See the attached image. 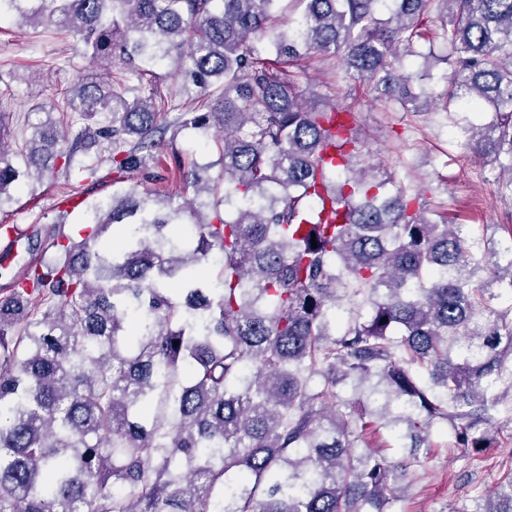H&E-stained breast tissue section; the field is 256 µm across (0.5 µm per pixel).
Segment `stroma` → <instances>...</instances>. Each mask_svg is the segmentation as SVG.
I'll return each mask as SVG.
<instances>
[{
    "instance_id": "stroma-1",
    "label": "stroma",
    "mask_w": 512,
    "mask_h": 512,
    "mask_svg": "<svg viewBox=\"0 0 512 512\" xmlns=\"http://www.w3.org/2000/svg\"><path fill=\"white\" fill-rule=\"evenodd\" d=\"M297 71L311 99L334 97L354 104L373 162L420 191L432 205L446 209L454 223L470 225L484 239H506L503 227L512 225V200L498 192L497 168L488 159L458 149L460 132L449 128L438 113L396 111L388 97L352 83L343 67L316 57L299 61ZM89 72L78 37L22 27L11 15L0 18V107L13 112L17 137L30 136L49 113L59 112L64 105L62 89ZM165 144L167 152H180L208 167L211 177L220 174L216 144L176 129L167 132ZM12 194L9 223L29 232L33 213L43 214L45 224L56 221L51 195L32 202L26 179L17 181ZM431 442L427 459L395 512H470L474 500L486 496L512 470V421L500 420L496 443L479 462L454 448L449 427L435 431Z\"/></svg>"
}]
</instances>
